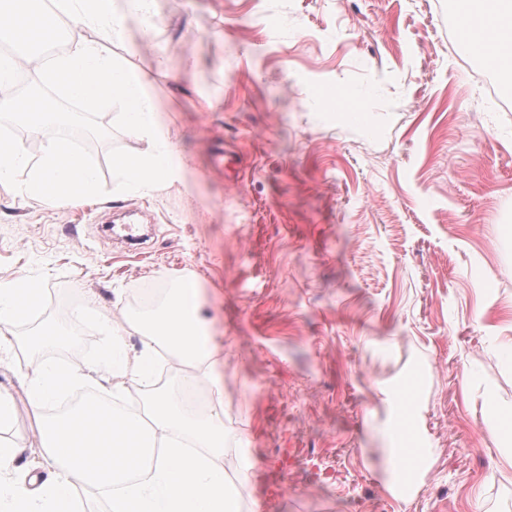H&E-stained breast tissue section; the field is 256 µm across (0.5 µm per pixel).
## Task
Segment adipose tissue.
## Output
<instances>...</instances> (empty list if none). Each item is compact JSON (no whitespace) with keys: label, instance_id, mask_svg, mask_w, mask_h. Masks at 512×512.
Returning a JSON list of instances; mask_svg holds the SVG:
<instances>
[{"label":"adipose tissue","instance_id":"adipose-tissue-1","mask_svg":"<svg viewBox=\"0 0 512 512\" xmlns=\"http://www.w3.org/2000/svg\"><path fill=\"white\" fill-rule=\"evenodd\" d=\"M463 52L497 63L512 47V0H462ZM40 298L32 279L0 283V329L26 320ZM141 345L103 324L99 356L70 368L43 360L25 391L45 407L74 384H94L119 395L147 398L145 413L92 402L44 417L40 457L27 461L18 446L0 442V512H75L73 492L84 485L107 493L108 512H240L224 474V360L203 315L194 280L169 289L161 306L130 322ZM175 359L176 383L158 386L160 350ZM209 379L205 410L187 397Z\"/></svg>","mask_w":512,"mask_h":512}]
</instances>
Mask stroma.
<instances>
[{
  "label": "stroma",
  "mask_w": 512,
  "mask_h": 512,
  "mask_svg": "<svg viewBox=\"0 0 512 512\" xmlns=\"http://www.w3.org/2000/svg\"><path fill=\"white\" fill-rule=\"evenodd\" d=\"M154 37L112 51L151 72L159 115L192 169L152 195L48 208L0 186V280L34 278L38 317L7 331L0 439L38 446L24 388L38 324L49 355L94 359L102 319L184 278L224 342V445L242 512H512V444L488 433L486 395L512 410V61L458 49L457 0H156ZM350 92L364 123L320 102ZM100 124L90 152L136 134ZM143 215L142 253L108 240ZM411 388L429 464L407 490L383 471Z\"/></svg>",
  "instance_id": "obj_1"
}]
</instances>
